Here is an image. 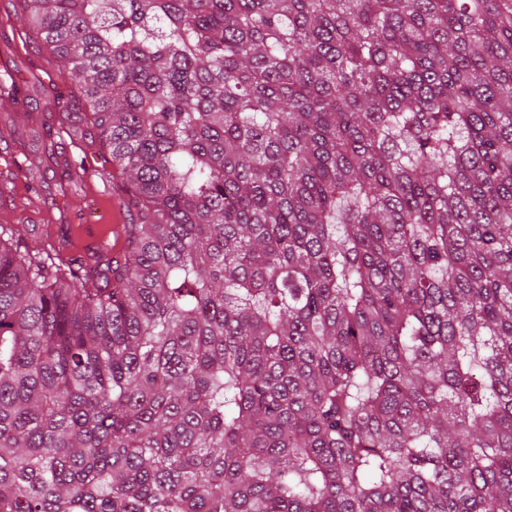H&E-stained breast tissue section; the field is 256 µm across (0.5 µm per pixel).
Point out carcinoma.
<instances>
[{
	"mask_svg": "<svg viewBox=\"0 0 512 512\" xmlns=\"http://www.w3.org/2000/svg\"><path fill=\"white\" fill-rule=\"evenodd\" d=\"M125 209L0 224V512H512V0H22Z\"/></svg>",
	"mask_w": 512,
	"mask_h": 512,
	"instance_id": "cac0c4a2",
	"label": "carcinoma"
}]
</instances>
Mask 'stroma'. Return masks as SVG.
<instances>
[{"label":"stroma","mask_w":512,"mask_h":512,"mask_svg":"<svg viewBox=\"0 0 512 512\" xmlns=\"http://www.w3.org/2000/svg\"><path fill=\"white\" fill-rule=\"evenodd\" d=\"M21 53L25 64L15 82V96L0 97V150L17 157L15 172L0 171V224H16L33 240L58 235L60 225L74 233L70 250L95 262L97 247L85 245V236L100 235L123 223L119 200L94 177L63 185L60 171L81 158L106 160L95 142V132L81 117L83 100L60 78L61 64L43 45L28 38L17 0H0V54ZM68 113L58 121V113Z\"/></svg>","instance_id":"stroma-1"}]
</instances>
